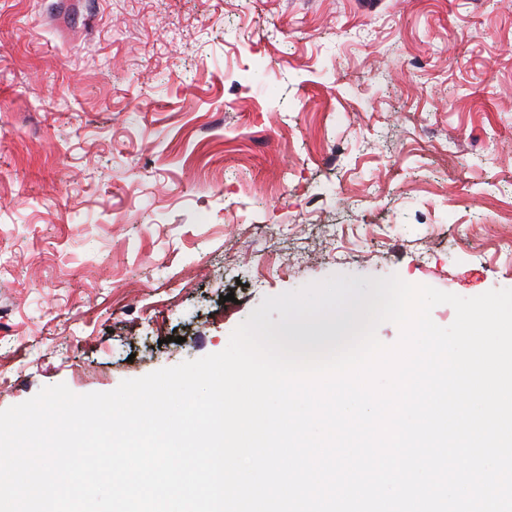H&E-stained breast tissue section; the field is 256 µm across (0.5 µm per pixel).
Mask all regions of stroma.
Segmentation results:
<instances>
[{
  "instance_id": "obj_1",
  "label": "stroma",
  "mask_w": 512,
  "mask_h": 512,
  "mask_svg": "<svg viewBox=\"0 0 512 512\" xmlns=\"http://www.w3.org/2000/svg\"><path fill=\"white\" fill-rule=\"evenodd\" d=\"M512 0H0V409L332 275L512 289Z\"/></svg>"
}]
</instances>
